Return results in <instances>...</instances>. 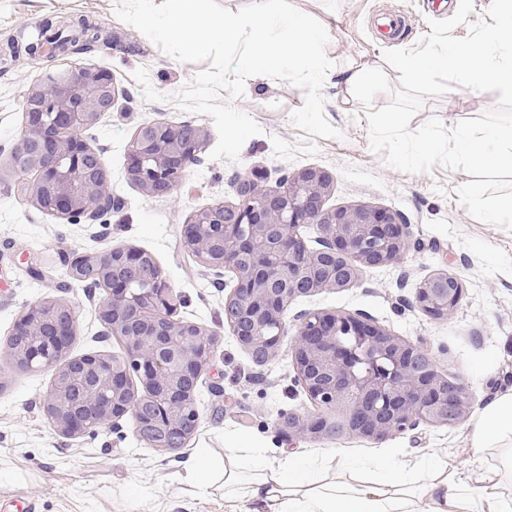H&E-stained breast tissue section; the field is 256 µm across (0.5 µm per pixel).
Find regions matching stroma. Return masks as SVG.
Masks as SVG:
<instances>
[{
    "instance_id": "stroma-1",
    "label": "stroma",
    "mask_w": 512,
    "mask_h": 512,
    "mask_svg": "<svg viewBox=\"0 0 512 512\" xmlns=\"http://www.w3.org/2000/svg\"><path fill=\"white\" fill-rule=\"evenodd\" d=\"M118 0H0V512H229L224 489L196 490L177 463L195 449H210L223 458L226 449L251 443L310 457L338 480L353 483L371 477L378 464L411 460L425 465L446 463L468 478L471 487L499 464L495 449L476 452L470 435L474 418L454 426L420 424L382 441L360 437L297 440L278 432L280 413L312 412L292 358L281 353L256 365L224 324V301L235 285L232 273L216 279L185 249L182 229L199 209L238 201V175H258L266 188L278 189L285 176L314 168L332 178L325 199L329 209L371 206L399 212L419 243L399 262L363 269L358 284L325 288L296 298L288 316L304 311L362 315L388 333L427 343L440 366L457 374L484 404L512 387V230L474 218L457 195L469 182L467 173L434 166L411 174L387 166L373 153L367 108L343 83L356 67L385 68L390 82L399 73L386 67L383 54L409 48L428 33V20H443L457 10L452 0H290L298 11L328 28L326 54L335 63L323 94L325 115L342 131L339 139L308 135L291 121L304 101L301 89L265 76L247 80L245 95L234 105L261 128L244 144L238 161L205 160L189 169L183 186L170 195L149 197L126 179L128 146L139 125L163 120L200 127L206 150H213L217 131L211 117L179 110L173 97L190 85L199 67L180 63L115 15ZM394 17L404 20L401 37L385 30ZM91 23L102 45L87 54L66 53L13 60L8 41L28 39L45 22ZM78 66L109 72L124 97L104 113L91 143L104 147V162L120 209L101 224H64L39 210L24 184L34 173L19 174L8 150L21 136L19 102L48 73ZM497 93L465 92L424 100L409 127L416 130L436 118L445 126L483 116L495 108ZM116 246L150 253L182 298L179 319L219 332L209 368L196 391L200 418L185 448L169 453L140 440L130 418L95 435H59L39 405L51 385L48 371L14 368L7 341L21 311L43 299L78 304V322L70 356H120L123 344L106 333L94 303L81 283L61 288L69 257L98 254ZM40 276H33L31 267ZM448 272L463 284L461 302L451 315L436 319L407 306L419 284ZM347 470H337L338 460Z\"/></svg>"
}]
</instances>
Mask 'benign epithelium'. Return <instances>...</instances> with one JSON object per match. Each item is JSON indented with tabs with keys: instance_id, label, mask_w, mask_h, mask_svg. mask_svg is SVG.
<instances>
[{
	"instance_id": "benign-epithelium-1",
	"label": "benign epithelium",
	"mask_w": 512,
	"mask_h": 512,
	"mask_svg": "<svg viewBox=\"0 0 512 512\" xmlns=\"http://www.w3.org/2000/svg\"><path fill=\"white\" fill-rule=\"evenodd\" d=\"M118 102L112 76L81 68L52 73L20 102L24 125L10 151L14 170L36 172L29 186L37 207L65 224L102 223L121 201L112 195L103 150L89 131ZM205 138L184 122L141 124L129 145L128 181L147 196L179 189L202 162ZM239 203L200 209L183 225V243L216 277L230 271L235 286L224 300V323L258 363L276 355L288 335L286 311L297 297L347 288L364 267L398 262L415 247L411 225L397 212L368 206L324 208L330 176L304 169L281 190L238 178ZM320 231L319 247L301 234ZM68 276L95 289L98 314L124 355L69 356L77 306L42 300L16 319L8 346L26 371L53 370L41 405L56 431L95 434L128 416L144 442L166 451L184 447L199 420L196 391L220 336L176 318L181 305L151 254L135 248L72 260ZM460 279L440 272L416 288L414 303L434 318L459 305ZM290 349L298 379L317 408L312 415L279 416L276 426L298 439L357 436L381 441L420 424L453 426L475 400L461 379L440 368L423 341L394 336L362 316L304 312L296 316Z\"/></svg>"
}]
</instances>
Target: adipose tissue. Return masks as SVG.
Returning a JSON list of instances; mask_svg holds the SVG:
<instances>
[{"label": "adipose tissue", "mask_w": 512, "mask_h": 512, "mask_svg": "<svg viewBox=\"0 0 512 512\" xmlns=\"http://www.w3.org/2000/svg\"><path fill=\"white\" fill-rule=\"evenodd\" d=\"M472 446L500 449L512 464V389L498 394L480 411ZM180 468L199 488L224 481V497L238 512H512L501 474L488 471L478 489L439 466L419 486H410L409 463L383 467L374 481L357 485L315 472L309 458L290 455L268 461L257 448H238L215 467L208 449L180 460Z\"/></svg>", "instance_id": "obj_1"}]
</instances>
